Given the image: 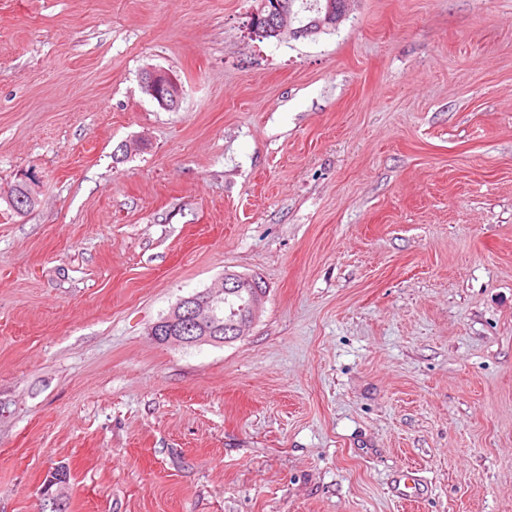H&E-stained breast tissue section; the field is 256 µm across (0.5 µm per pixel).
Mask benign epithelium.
I'll return each instance as SVG.
<instances>
[{"mask_svg": "<svg viewBox=\"0 0 512 512\" xmlns=\"http://www.w3.org/2000/svg\"><path fill=\"white\" fill-rule=\"evenodd\" d=\"M285 5L279 0L270 4L269 0H260V6L254 14L264 29L254 28V33H273L280 37L284 35L300 38L324 30V22L314 19L297 27H282L280 19L285 15ZM142 92L156 101L164 109L178 108L183 98L182 84L172 74L153 68H147L141 73ZM39 179L35 171L28 170L20 175V181L12 186L19 193V199L34 205L38 201ZM256 293L250 302V314L240 322L229 325L230 335H223L224 324L214 311L216 294L209 290L183 299L173 311L157 322L151 329V336L164 344L192 346L205 343H224L243 337L245 331L253 324L265 298L261 284L254 283ZM69 478L67 471L57 466L48 472L41 496L56 508L66 498Z\"/></svg>", "mask_w": 512, "mask_h": 512, "instance_id": "7a95c632", "label": "benign epithelium"}]
</instances>
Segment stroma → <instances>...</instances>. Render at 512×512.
<instances>
[{
    "label": "stroma",
    "instance_id": "stroma-1",
    "mask_svg": "<svg viewBox=\"0 0 512 512\" xmlns=\"http://www.w3.org/2000/svg\"><path fill=\"white\" fill-rule=\"evenodd\" d=\"M258 6L0 0V512H512V0ZM228 274L245 336L152 337ZM270 0H260V6L256 10L254 14H252V19H254L259 25L264 23L265 31H262L257 27L254 28V31L251 29L253 34H268L273 33L278 35L279 37L288 34L289 37L300 38L303 36H309L324 30L325 22H322L318 19L311 20L304 25H298L297 27H280V19L285 15L286 9L285 5L282 2H278V0H273L274 4L277 6L278 10L271 6ZM336 2V12L332 15L330 22L325 25L327 29L336 28V25L342 20L345 16L344 11H347L349 0L344 2V10L338 8L342 5V1L344 0H334ZM273 34L263 35L264 38H278ZM285 4L288 5V21L293 22L296 21V14H313L314 17L317 16L318 13L325 10L327 7V13L325 17V21L329 19L330 14L333 12V2L332 0H282ZM328 1V4H327ZM298 3L297 9L294 10V7ZM320 8V10H319ZM140 84L142 92L164 109H177L183 98L181 82L166 71L146 68ZM18 181L15 185L10 187L6 192V198L9 197V192L11 189H14L19 193V199L26 200L30 205H35L38 201V183L39 179L35 171L28 170L25 173L21 174ZM13 191L10 194V200L7 201L10 208L19 214V209L28 210L30 205L24 204L17 199V193ZM69 478L67 471L57 466L48 472L43 487L41 496L51 504V508H56L66 498Z\"/></svg>",
    "mask_w": 512,
    "mask_h": 512
}]
</instances>
